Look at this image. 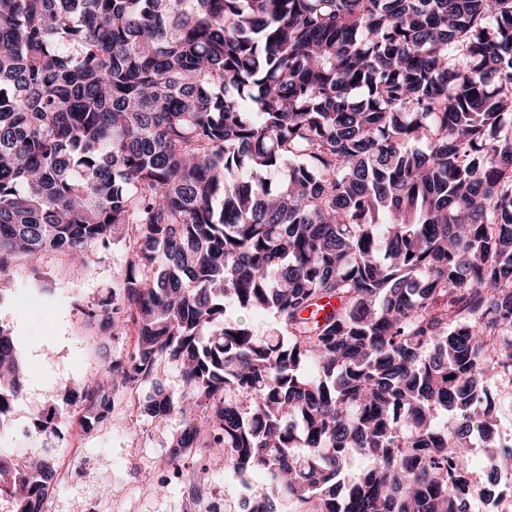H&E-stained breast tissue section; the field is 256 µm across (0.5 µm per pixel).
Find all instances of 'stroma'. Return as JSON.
<instances>
[{
    "label": "stroma",
    "instance_id": "35a3bbf8",
    "mask_svg": "<svg viewBox=\"0 0 512 512\" xmlns=\"http://www.w3.org/2000/svg\"><path fill=\"white\" fill-rule=\"evenodd\" d=\"M88 255L86 269L77 276L57 253L45 254L36 268L18 257L0 272V325L16 339L27 369L20 399L0 429V451L20 455L46 444H79L99 459L97 481L122 512H179V485L160 494L143 485L140 474L159 464L167 437L182 428L180 419L160 428L139 408V429L131 432L124 427L128 411L122 403L114 410L116 422L91 432L76 429L64 417L73 384L96 380L130 348L129 338L111 337L104 321L87 315L111 289L126 250L121 245L101 252L92 248ZM51 407L62 417L56 436L46 441L35 436L34 420Z\"/></svg>",
    "mask_w": 512,
    "mask_h": 512
}]
</instances>
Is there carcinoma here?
I'll list each match as a JSON object with an SVG mask.
<instances>
[{
    "label": "carcinoma",
    "instance_id": "1",
    "mask_svg": "<svg viewBox=\"0 0 512 512\" xmlns=\"http://www.w3.org/2000/svg\"><path fill=\"white\" fill-rule=\"evenodd\" d=\"M120 241L88 315L135 344L85 424L149 385L183 424L163 469L264 475L245 512H472L473 435L489 486L512 458V0H0V272ZM25 370L0 325V425ZM51 477L0 452L14 512ZM226 314L248 323L256 336L272 339L280 329L277 319L268 313H251L242 310L233 298L224 301ZM490 390L497 402V422L495 437L498 441L508 443L512 436V389L506 382L490 385Z\"/></svg>",
    "mask_w": 512,
    "mask_h": 512
}]
</instances>
